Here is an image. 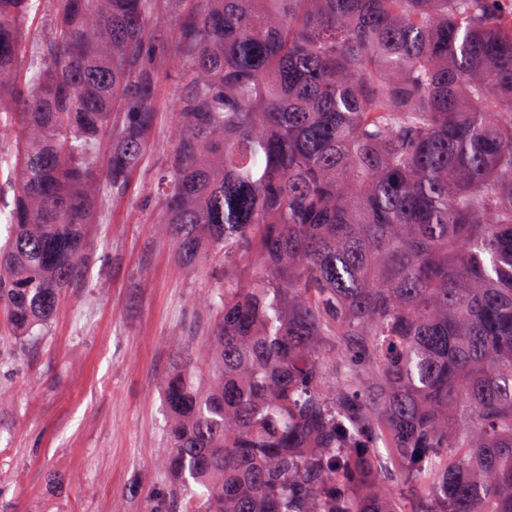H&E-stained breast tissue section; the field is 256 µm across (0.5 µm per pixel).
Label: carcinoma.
Listing matches in <instances>:
<instances>
[{
  "label": "carcinoma",
  "mask_w": 512,
  "mask_h": 512,
  "mask_svg": "<svg viewBox=\"0 0 512 512\" xmlns=\"http://www.w3.org/2000/svg\"><path fill=\"white\" fill-rule=\"evenodd\" d=\"M172 71L146 207L224 275L208 363L189 339L162 387L155 512H512V0H0L15 336L81 280Z\"/></svg>",
  "instance_id": "obj_1"
}]
</instances>
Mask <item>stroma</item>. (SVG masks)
<instances>
[{"mask_svg": "<svg viewBox=\"0 0 512 512\" xmlns=\"http://www.w3.org/2000/svg\"><path fill=\"white\" fill-rule=\"evenodd\" d=\"M175 77L131 188L107 202L85 278L42 333L9 337L0 318V512H155L165 489L162 384L205 335L219 271L187 269L143 206L176 132Z\"/></svg>", "mask_w": 512, "mask_h": 512, "instance_id": "obj_1", "label": "stroma"}]
</instances>
